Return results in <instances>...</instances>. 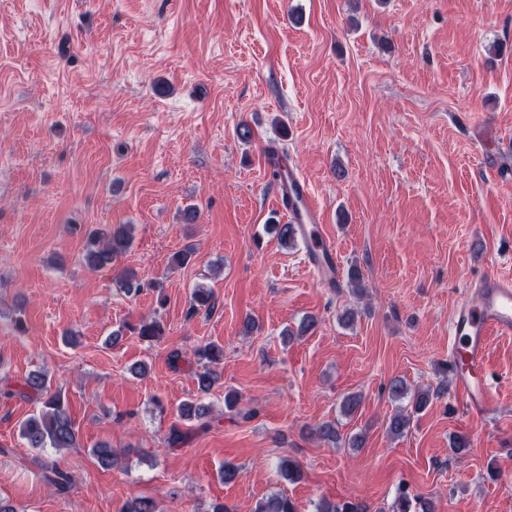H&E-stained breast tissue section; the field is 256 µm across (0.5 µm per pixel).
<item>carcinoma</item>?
Wrapping results in <instances>:
<instances>
[{
    "label": "carcinoma",
    "instance_id": "obj_1",
    "mask_svg": "<svg viewBox=\"0 0 512 512\" xmlns=\"http://www.w3.org/2000/svg\"><path fill=\"white\" fill-rule=\"evenodd\" d=\"M133 243L132 228L129 224H118L108 229H93L86 235L83 260L85 265L93 271H103L112 267L115 260L129 250ZM216 306V298L209 288L194 290L187 309V317L192 318L200 312L211 313ZM137 336L142 340H154L164 334L161 322L153 318L143 320L134 328ZM197 361L204 362L202 371L194 372L197 390L207 394L215 383V371L210 368L212 364H220L224 358V349L207 344L197 348L194 352ZM22 395L35 398L42 403L38 415L25 419L20 424V436L30 448H73L76 444L74 423L69 409L60 394L50 392V383L42 372L31 374L25 379ZM180 417L186 420L200 421L199 427L208 428L205 419L210 414L209 405L197 402L183 405L179 408ZM46 480L54 489L64 494L70 487L69 476L62 470L53 467ZM256 512H297L293 501L283 495H273L260 501ZM317 512H367L366 508L352 501H337L324 503L317 508ZM389 512H431L424 507V503L411 498L406 488L397 490Z\"/></svg>",
    "mask_w": 512,
    "mask_h": 512
}]
</instances>
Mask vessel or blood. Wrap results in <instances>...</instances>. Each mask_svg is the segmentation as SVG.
Here are the masks:
<instances>
[{"label": "vessel or blood", "instance_id": "1", "mask_svg": "<svg viewBox=\"0 0 512 512\" xmlns=\"http://www.w3.org/2000/svg\"><path fill=\"white\" fill-rule=\"evenodd\" d=\"M270 175L279 186L278 204L298 227L306 249L305 265L314 280L324 288L339 287L335 244L322 229L321 214L307 183L282 157ZM475 288V299L460 302L450 320V370L466 406L485 415L495 400L484 379L489 340L494 335H512V278L493 271L483 275Z\"/></svg>", "mask_w": 512, "mask_h": 512}]
</instances>
